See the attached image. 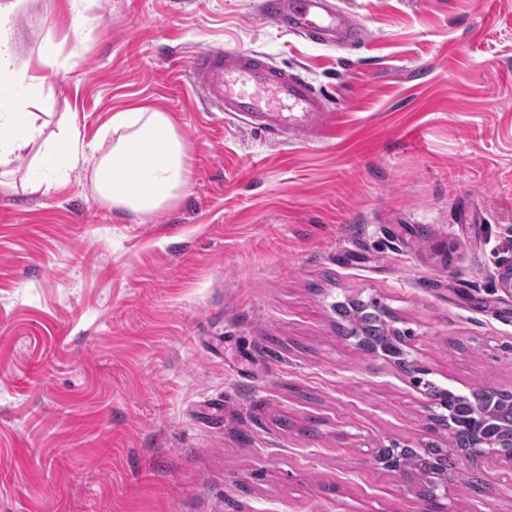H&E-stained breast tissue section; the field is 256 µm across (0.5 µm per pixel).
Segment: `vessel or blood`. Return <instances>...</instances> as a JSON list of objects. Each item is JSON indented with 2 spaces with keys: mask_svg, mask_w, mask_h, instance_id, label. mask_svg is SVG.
<instances>
[{
  "mask_svg": "<svg viewBox=\"0 0 512 512\" xmlns=\"http://www.w3.org/2000/svg\"><path fill=\"white\" fill-rule=\"evenodd\" d=\"M269 23L316 40L343 35L364 41L368 32L337 14L328 0H260ZM189 74L208 108L263 131L274 139L323 125L322 95L300 75L276 68L256 54L207 49L190 59Z\"/></svg>",
  "mask_w": 512,
  "mask_h": 512,
  "instance_id": "vessel-or-blood-1",
  "label": "vessel or blood"
}]
</instances>
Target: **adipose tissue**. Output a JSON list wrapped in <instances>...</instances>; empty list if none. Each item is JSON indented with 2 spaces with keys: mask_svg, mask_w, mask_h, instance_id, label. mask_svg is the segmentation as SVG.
<instances>
[{
  "mask_svg": "<svg viewBox=\"0 0 512 512\" xmlns=\"http://www.w3.org/2000/svg\"><path fill=\"white\" fill-rule=\"evenodd\" d=\"M23 0H0V169L29 149L37 163L28 187L43 195L89 169L92 191L112 210L139 217L164 210L190 186L186 144L166 112L145 106L113 113L101 141L88 143L67 124L47 132L42 113L46 79L15 65L13 20Z\"/></svg>",
  "mask_w": 512,
  "mask_h": 512,
  "instance_id": "1",
  "label": "adipose tissue"
}]
</instances>
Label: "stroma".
I'll use <instances>...</instances> for the list:
<instances>
[{
	"label": "stroma",
	"mask_w": 512,
	"mask_h": 512,
	"mask_svg": "<svg viewBox=\"0 0 512 512\" xmlns=\"http://www.w3.org/2000/svg\"><path fill=\"white\" fill-rule=\"evenodd\" d=\"M322 44L257 0H25L19 63L54 49L51 123L95 142L168 112L189 190L149 217L74 172L0 187V512H512V467L467 458L425 384L512 391V0H332ZM254 51L301 74L335 132L273 140L208 111L188 62ZM376 302L410 368L362 350ZM447 450L448 495L374 460Z\"/></svg>",
	"instance_id": "35a3bbf8"
}]
</instances>
